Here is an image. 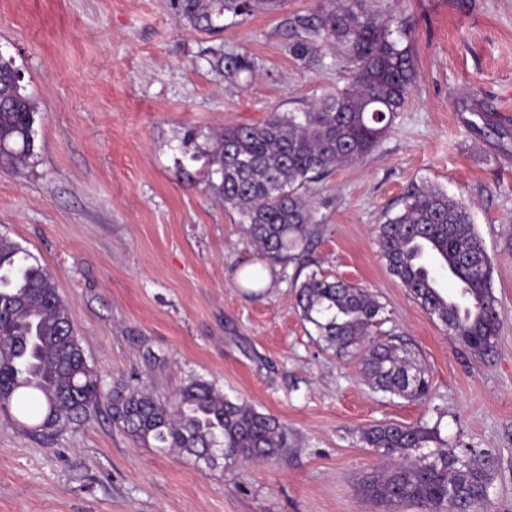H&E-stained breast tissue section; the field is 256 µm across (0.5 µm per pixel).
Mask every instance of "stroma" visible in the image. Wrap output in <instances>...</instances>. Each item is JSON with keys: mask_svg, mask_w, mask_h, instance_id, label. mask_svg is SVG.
Here are the masks:
<instances>
[{"mask_svg": "<svg viewBox=\"0 0 512 512\" xmlns=\"http://www.w3.org/2000/svg\"><path fill=\"white\" fill-rule=\"evenodd\" d=\"M410 45L417 79L363 160L310 183L317 231L307 267L265 262L226 210L206 153L225 127L297 112L344 87L332 49L302 68L293 15L320 0L223 17L212 31L177 0H0V56L37 108L35 149L0 165V238L51 275L106 385L171 397L195 378L288 426L268 462L218 461L135 442L107 409L52 440L0 417V512H385L362 489L380 458L362 429L418 424L497 460L489 512H512V0H378ZM254 61L231 81L224 55ZM471 202L493 262L501 324L478 358L390 274L377 228L410 185ZM262 269L259 285L244 282ZM315 270L378 296L381 331L429 371L425 403L373 391L361 355L320 347L296 287Z\"/></svg>", "mask_w": 512, "mask_h": 512, "instance_id": "obj_1", "label": "stroma"}]
</instances>
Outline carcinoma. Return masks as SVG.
Masks as SVG:
<instances>
[{"mask_svg":"<svg viewBox=\"0 0 512 512\" xmlns=\"http://www.w3.org/2000/svg\"><path fill=\"white\" fill-rule=\"evenodd\" d=\"M278 5L279 0H179L181 16L197 29L214 28L226 13L249 15ZM291 29L288 52L302 67L334 47L348 68V84L299 112H272L258 124L228 126L208 151L224 208L237 212L271 264L300 259L314 234L308 184L372 153L417 77L410 46L378 21L371 0H324L318 16L298 15ZM250 69L242 57H224V77L231 81ZM12 71L10 61L0 62V164L22 163L34 151L36 107ZM377 244L390 274L430 318L473 355L493 351L500 328L493 266L467 203L436 186H414L397 213L382 215ZM20 253L0 238V414L22 431L50 439L104 398L112 420L136 441L177 449L208 467L220 459L267 461L288 447L287 425L206 380L190 381L166 401L129 384L104 390L51 276ZM427 256L444 270L452 267L462 284L460 298L437 287ZM297 307L319 340L340 356L361 349L384 310L364 289L315 272L298 286ZM362 373L375 391L419 402L430 392L427 366L393 338L365 350ZM361 440L389 460L364 485L378 503L412 502L423 512H487L493 456L473 454L459 468L460 453L443 443L416 458L412 452L434 441V432L421 425L384 423L362 430ZM452 482L464 495L451 504Z\"/></svg>","mask_w":512,"mask_h":512,"instance_id":"carcinoma-1","label":"carcinoma"}]
</instances>
